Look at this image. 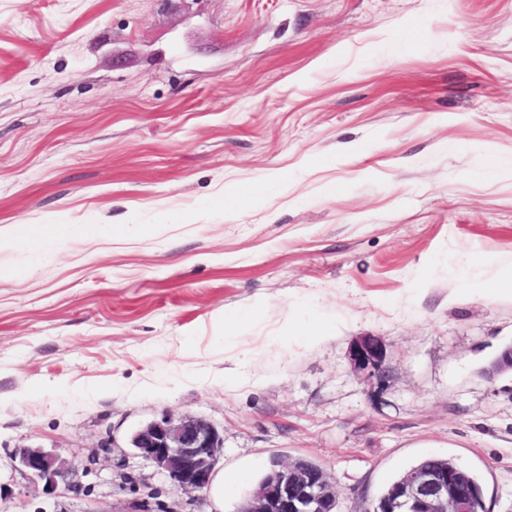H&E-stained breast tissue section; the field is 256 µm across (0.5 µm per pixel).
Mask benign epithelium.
<instances>
[{
    "label": "benign epithelium",
    "instance_id": "obj_1",
    "mask_svg": "<svg viewBox=\"0 0 512 512\" xmlns=\"http://www.w3.org/2000/svg\"><path fill=\"white\" fill-rule=\"evenodd\" d=\"M350 356L358 369L384 376L385 349L379 339H360ZM130 447L166 472L176 489L195 492L209 486L224 438L200 417L164 415L139 427ZM12 460L47 494L71 472L60 454L41 447H23ZM471 502V482L460 467L431 465L406 472L391 488L381 512H470ZM337 507L327 474L295 461L273 469L238 512H338Z\"/></svg>",
    "mask_w": 512,
    "mask_h": 512
}]
</instances>
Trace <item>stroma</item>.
<instances>
[{
    "label": "stroma",
    "instance_id": "obj_1",
    "mask_svg": "<svg viewBox=\"0 0 512 512\" xmlns=\"http://www.w3.org/2000/svg\"><path fill=\"white\" fill-rule=\"evenodd\" d=\"M0 233V512H215L130 448L165 414L249 469L223 512L295 459L369 512L431 455L512 512V288H463L512 269V0H0ZM351 360L360 370H369L371 376L382 378L386 372L384 367L385 349L383 343L374 337H364L355 343L350 353ZM12 460L18 463L34 484L42 485V490L47 494L54 492L60 481H67L71 472L69 463L60 454L41 447H23Z\"/></svg>",
    "mask_w": 512,
    "mask_h": 512
}]
</instances>
